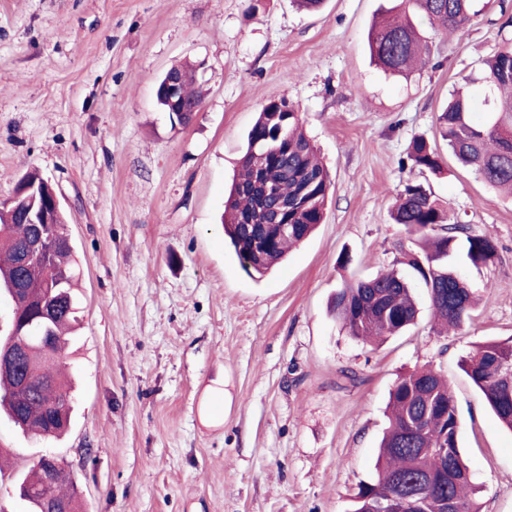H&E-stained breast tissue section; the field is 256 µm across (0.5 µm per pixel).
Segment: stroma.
Segmentation results:
<instances>
[{"mask_svg":"<svg viewBox=\"0 0 512 512\" xmlns=\"http://www.w3.org/2000/svg\"><path fill=\"white\" fill-rule=\"evenodd\" d=\"M405 7L0 0V203L28 172L48 179L79 273L71 425L30 438L0 417V512H24L16 482L44 454L62 461L85 512H351L375 476L389 391L421 367L450 384L482 512H512V431L461 367L475 346L512 341V198L457 165L438 123L451 92L512 48V0H476L448 35L414 15L431 61L393 76L371 59L368 34ZM185 61L205 97L175 128L155 84ZM279 97L331 187L314 234L255 279L220 218L247 134ZM419 136L442 154L440 173L412 167ZM409 180L497 256L462 267L479 303L459 328L435 325L418 282L416 323L371 346L330 302L343 280L416 248L391 219Z\"/></svg>","mask_w":512,"mask_h":512,"instance_id":"obj_1","label":"stroma"}]
</instances>
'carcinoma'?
Here are the masks:
<instances>
[{
    "mask_svg": "<svg viewBox=\"0 0 512 512\" xmlns=\"http://www.w3.org/2000/svg\"><path fill=\"white\" fill-rule=\"evenodd\" d=\"M412 2L439 31L461 30L473 15L474 0ZM368 46L377 65L392 75L430 62L429 45L406 14L384 18L370 31ZM171 71L189 76L181 89L184 107L200 106L193 66L182 64ZM472 83L483 86L484 94L451 95L438 118L441 138L458 163L472 169L488 186L512 194V49L496 52ZM477 112L486 114V119L474 121ZM409 159L422 172L435 173L442 167L441 156L423 137L412 141ZM262 180L299 201L288 215L286 234L251 223L258 208L273 206L261 198L258 184ZM330 185L329 174L293 107L285 98L270 100L249 131L239 175L224 202V233L246 272L265 276L284 260L291 246L323 222ZM392 219L427 242L421 253H403L400 263L424 283L435 317L450 327L462 325L471 317L475 297L456 270V262L476 268L489 265L496 257L492 240L469 233L464 224L449 223L447 211L421 183L403 185ZM65 224L63 211L51 213L44 263L28 270L21 253L30 227L22 219L21 208L0 204V291L11 295L26 280L14 304L16 329L23 330V335L10 334L0 348L20 342L22 366L33 377L23 387L16 371H0V410L22 432L42 437H57L66 430L72 402L71 387L58 372L77 322L73 246ZM332 308L336 320L364 341L400 333L414 324L419 313L410 282L394 268L369 279L344 282ZM509 365L512 343L485 342L464 359L468 377L501 423L512 430ZM388 419L376 475L359 485L352 512H378L379 501L390 497L405 502L404 512H480L460 451L461 423L448 381L430 368L401 375L390 393ZM422 477L431 480L432 490L418 497L416 484ZM19 486L27 512H49L55 504L82 512L77 491L74 485H66L61 464L49 471L35 463Z\"/></svg>",
    "mask_w": 512,
    "mask_h": 512,
    "instance_id": "cac0c4a2",
    "label": "carcinoma"
}]
</instances>
